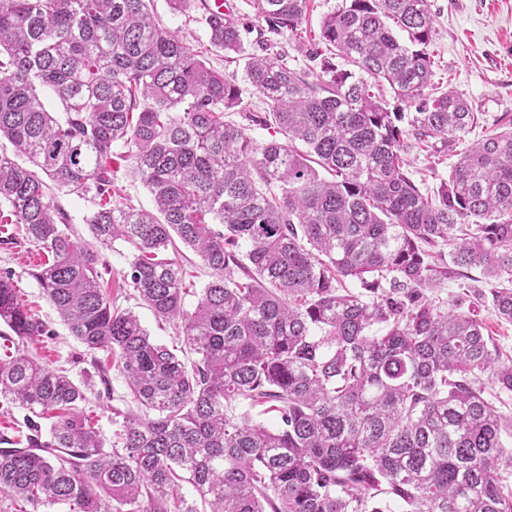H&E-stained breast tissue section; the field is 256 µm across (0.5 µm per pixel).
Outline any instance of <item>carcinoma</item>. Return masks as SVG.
<instances>
[{"label":"carcinoma","mask_w":512,"mask_h":512,"mask_svg":"<svg viewBox=\"0 0 512 512\" xmlns=\"http://www.w3.org/2000/svg\"><path fill=\"white\" fill-rule=\"evenodd\" d=\"M151 2L0 0V138L29 163L0 154V222L25 226L45 298L88 354L115 356L144 411L112 410L107 448L80 407L92 378L25 349L0 358V399L31 413L26 445L0 448V512H512V412L484 396L512 392V359L473 310L427 294L479 269L492 315L512 324V124L432 194L410 178L405 136L452 152L475 122L462 97L432 93L428 0H341L300 71L268 45L248 52V20L200 0L210 44L246 59L263 123L283 136L261 145L224 121L240 87ZM308 2L253 0L254 17L299 40ZM115 145L155 211L115 200ZM56 190L95 191V243L70 230ZM118 241L133 249L129 286L156 320L181 321L190 364L112 305L98 248ZM441 243L443 270L428 260ZM180 244L212 277L191 313L164 256ZM0 321L22 341L44 333L8 275Z\"/></svg>","instance_id":"obj_1"}]
</instances>
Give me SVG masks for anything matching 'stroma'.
I'll list each match as a JSON object with an SVG mask.
<instances>
[{"instance_id": "35a3bbf8", "label": "stroma", "mask_w": 512, "mask_h": 512, "mask_svg": "<svg viewBox=\"0 0 512 512\" xmlns=\"http://www.w3.org/2000/svg\"><path fill=\"white\" fill-rule=\"evenodd\" d=\"M433 17L431 48L436 62L435 85L440 91H454L471 105L478 117L470 133L456 144L465 152L473 143L498 132L503 120L512 118V0H428ZM153 13L162 24L178 31L183 41L202 51L212 68L235 76L240 82L248 113H228L229 121L243 127L259 144L270 141L273 132L258 123L266 106L253 93L244 77L243 61L225 58L210 49L208 32L197 20L198 9L189 14L171 12L167 0H152ZM408 173L422 191H433L447 180L453 157L431 156L425 146L411 144L405 155ZM116 185L136 207L152 210L150 194L135 177L132 164L122 148L112 150L110 162ZM131 255L123 243L102 250L104 285L112 292L117 306L135 312L152 338L167 345L182 346V327L162 323L139 299L124 278ZM38 246L27 239L23 225L0 223V275H10L15 288L34 317L43 323L46 333L36 341L25 342L31 354L54 370H65L74 381L85 376L105 375V382H95L88 391L87 409L92 410L104 439H111L114 427L112 412L135 410L129 390L116 363L106 354L89 355L45 299L31 277L32 268L43 261Z\"/></svg>"}]
</instances>
